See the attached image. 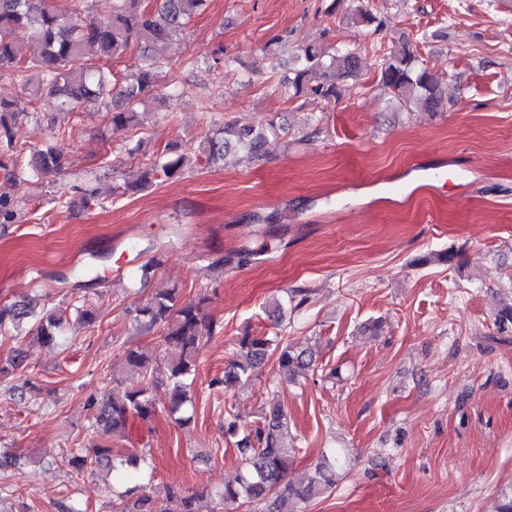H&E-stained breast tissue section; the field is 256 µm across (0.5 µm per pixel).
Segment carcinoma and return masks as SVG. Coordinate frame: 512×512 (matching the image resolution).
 Segmentation results:
<instances>
[{"label":"carcinoma","mask_w":512,"mask_h":512,"mask_svg":"<svg viewBox=\"0 0 512 512\" xmlns=\"http://www.w3.org/2000/svg\"><path fill=\"white\" fill-rule=\"evenodd\" d=\"M88 0H70L62 12L48 4V0H0V73L9 71L23 82L31 97L46 91L57 100V111L73 112L82 104H95L108 98L113 100L111 122L119 130L143 123L145 113L139 110L143 93L160 77L162 69L172 63L170 52L179 40L189 20L200 12L207 0H114L112 15L105 19L87 15ZM146 32L153 46L141 57L136 76L112 92V71L86 56L93 48L97 59L109 61L121 58L128 48ZM37 47L29 56L24 45ZM297 67L279 77V83L291 98H313L336 103L342 97V85L360 73L359 56L353 52H329L319 45L306 44L298 48ZM378 84L393 94L398 102L411 110L421 107L436 111L447 100V83L431 73L424 60L410 43L401 51L383 59L378 70ZM24 112L13 100L0 99V144L8 151L0 154V169L7 180L17 185L24 181L28 171L58 173L63 169V153L53 145L35 148L29 160L20 162L23 149L13 146L12 126ZM278 126L255 128L226 124L198 145L206 163H215L230 152L244 148L256 160L267 156V145L277 135ZM193 162L192 153L182 150L162 155L146 167L143 185H151L161 178L171 179L182 174ZM74 320L89 328L97 323L96 311L86 305L71 311ZM29 322L25 335L48 347L65 345L66 311L62 309L37 310L30 299H20L0 306V336L12 335V330ZM138 326H165L159 358L129 348L127 364L152 378L160 377L169 385L168 410L176 421L185 424L189 391L197 370L196 353L202 340L214 334L215 324L207 320L197 306L178 305L176 292L159 291L134 316ZM241 360L224 373V384L247 378L260 365L273 339L246 334L239 337ZM279 364L292 373L308 370L313 356L306 350L288 345L281 348ZM22 348L15 347L11 355L0 361V376L24 365ZM88 418L101 436V442L87 453L84 448H71L65 456V465L76 474L84 473L96 464L117 469L136 464L140 457L116 447L128 437V425L134 418L147 420L156 412V401L147 387L128 388L117 398L106 402L91 399L87 402ZM288 420L277 406L269 411L262 426L236 442L244 469L233 484L224 486L219 495L226 503L242 502L249 505H267L274 494L284 490L288 495L308 501L332 487L340 458L336 451L322 454L319 463L306 479L292 485L285 481L288 465L295 447L288 443ZM127 482L125 490L114 493L112 512H202L203 496L180 493L165 502L156 500L139 482L136 473L123 471Z\"/></svg>","instance_id":"cac0c4a2"}]
</instances>
